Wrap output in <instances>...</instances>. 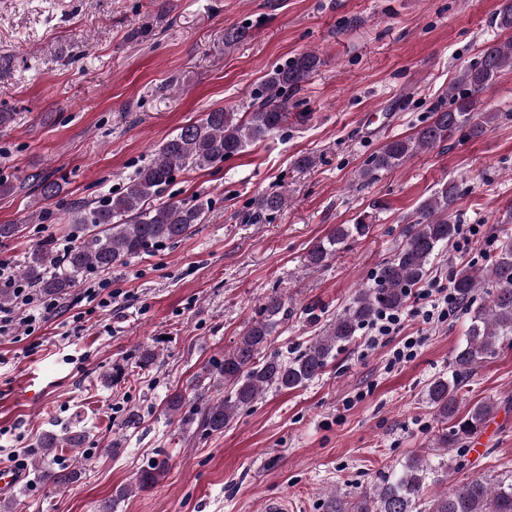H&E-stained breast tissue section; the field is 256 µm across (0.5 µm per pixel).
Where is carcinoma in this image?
<instances>
[{"label":"carcinoma","instance_id":"obj_1","mask_svg":"<svg viewBox=\"0 0 512 512\" xmlns=\"http://www.w3.org/2000/svg\"><path fill=\"white\" fill-rule=\"evenodd\" d=\"M496 25L503 31L512 30V0H503ZM320 65L317 54L301 53L267 74L254 93L249 111L240 114L218 108L206 113L200 122L180 128L159 147L151 163L136 171L122 191L95 204L71 207L70 223L87 233L86 239L71 246L60 259L42 246L32 249L18 276L42 293L61 298L88 271L109 269L157 243L178 241L190 234L195 225L205 222L209 200L197 197L190 202L158 205L148 201L165 190L175 172L221 164L242 153L250 143L281 129L290 118L288 93L301 89ZM507 67L512 68V37L486 44L479 59L448 84V106L435 109L431 120L413 135L387 141L371 155L359 177L371 181L413 154L448 140L460 129H467L471 136L484 134L498 115L482 110L481 96ZM61 191V184L55 180L40 181L43 201L54 199ZM457 197V185L449 182L424 200L415 222L406 227L404 241L393 258L376 270L372 282L359 289L343 312L325 325L320 336L293 357L265 354L270 337L287 317L282 299L268 297L262 305V318L247 328L237 346L213 368L203 369L209 386L224 395L214 401L205 397L204 390L197 393L191 418L197 428L207 433L221 431L263 391L294 389L316 379L359 329L383 312L402 310L426 274L431 257L456 235V224L448 214ZM285 203L284 195L271 194L262 197L257 207L262 213L274 212ZM369 229L370 225L362 220L337 225L309 250V265H322L336 253L337 246L355 235L367 234ZM57 265L63 270L52 271ZM451 288L460 304L470 309V323L465 342L453 352L448 376L434 377L427 387V403L441 423L435 448L413 455L402 470L377 477L359 492L332 493L327 499V512H512V471L492 478L474 477L450 493L423 497L425 486L436 481L438 473L463 470L469 465L468 443L483 432L497 407L492 399L479 401L464 416L457 417L464 383L482 363L504 347L512 348V237L503 236L496 259L488 269H458L452 276ZM481 288L491 289L490 301L476 307L474 296ZM62 443L78 450L83 444L82 435L44 434L39 443L42 457L35 463L41 481L57 491L78 478L82 462V456L77 454L72 467L55 468L48 457ZM166 467V460H152L139 472L137 488L158 484Z\"/></svg>","mask_w":512,"mask_h":512}]
</instances>
